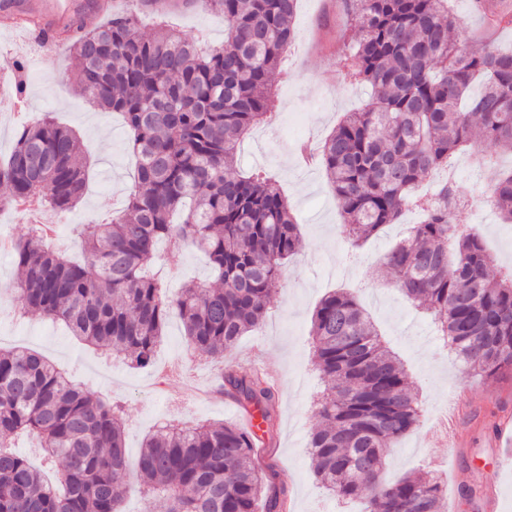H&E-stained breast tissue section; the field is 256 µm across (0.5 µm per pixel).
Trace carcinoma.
<instances>
[{"instance_id":"cac0c4a2","label":"carcinoma","mask_w":512,"mask_h":512,"mask_svg":"<svg viewBox=\"0 0 512 512\" xmlns=\"http://www.w3.org/2000/svg\"><path fill=\"white\" fill-rule=\"evenodd\" d=\"M199 1L224 15V46L208 53L165 25L142 36L131 10L93 30L77 20L66 27L77 87L99 109L123 113L137 179L120 215L79 230L84 262L55 251L36 224L12 251L21 314L61 322L136 367L152 363L174 316L195 350L224 357L263 323L286 260L302 247L287 198L261 173L236 168L238 145L270 118L299 0H182ZM474 8L490 27H512V10L488 0ZM344 11L359 27L345 76L368 83L374 97L303 152L325 171L352 243L410 209L422 213L382 266L469 370L512 371V270L498 268L481 237L457 222L454 185L441 183L432 201L413 194L477 133L486 150L512 145V51L468 50L453 38L448 0H344ZM1 184L12 198L38 196L68 213L86 193L75 133L46 116L22 126L0 161ZM489 201L512 222V169L493 180ZM160 241L202 252L220 285L190 283L166 296L149 275ZM310 335L325 382L322 424L308 443L320 483L339 498L364 499L367 512H448L431 473L381 480L390 448L423 409L357 298L324 296ZM215 392L258 419L256 430L170 424L148 435L132 462L111 401L34 352L0 349V512H123L131 478L147 504L161 499L167 512H287L285 474L262 453L273 442L278 389L261 372L228 369ZM23 435L40 440L46 462L61 464L58 482L11 450Z\"/></svg>"}]
</instances>
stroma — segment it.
<instances>
[{"label":"stroma","mask_w":512,"mask_h":512,"mask_svg":"<svg viewBox=\"0 0 512 512\" xmlns=\"http://www.w3.org/2000/svg\"><path fill=\"white\" fill-rule=\"evenodd\" d=\"M459 21V39L476 50L512 48V29H488L472 9L471 0H452ZM171 23L205 48L224 43L223 15L205 6L173 14ZM296 27L299 40L284 54L281 74L273 87L274 109L269 123L255 127L237 150L241 170L266 172L288 199L301 226L303 248L292 257L275 291L263 324L243 336L224 360L194 352L182 325L171 319L152 365L131 366L123 358L89 347L61 324L36 316L19 317L13 302H0V348H29L53 361L95 396L124 406L123 422L130 454L162 421L197 424L238 420L237 407L210 388L223 368L249 369L252 360L276 371L278 422L272 455L287 475L288 512H359V502L342 503L317 481L307 448L319 424L314 405L324 383L313 366L311 318L329 291H353L378 327L386 345L403 360L412 389L424 409L414 430L391 449L383 477L393 481L414 472L435 471L444 492L465 486L480 490L473 503L457 500L455 512H512V447L500 446L498 432L512 422V372L492 377L472 374L444 346L432 316L417 308L396 286L378 261L418 223V212L385 227L362 247L342 236L334 193L324 172L298 158L301 144L319 145L344 113L361 109L370 89L344 83L340 73L347 44L358 35L355 21L336 7V0H301ZM32 29L0 27V98L25 96L32 117L51 113L76 131L88 166L84 198L59 227L57 250L79 257L74 229L111 219L120 211L134 185L136 160L122 116L104 114L77 91L72 79L73 57L67 42L39 52ZM16 57L23 69L2 66ZM27 115V116H28ZM455 188L465 205L459 223L480 235L497 264L512 267V224L502 223L488 203L491 168H512V146L497 147L492 165L465 151L453 158ZM153 268L169 290L188 281L210 282L207 259L193 252H168ZM497 474L496 494L488 492L490 474Z\"/></svg>","instance_id":"stroma-1"}]
</instances>
